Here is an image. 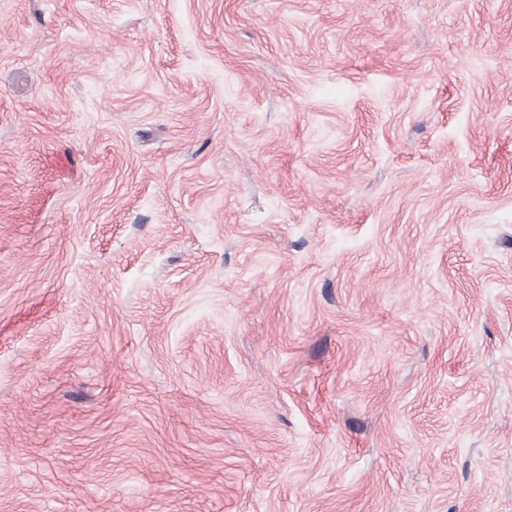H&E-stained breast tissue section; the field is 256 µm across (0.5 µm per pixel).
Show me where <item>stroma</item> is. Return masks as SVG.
<instances>
[{"label": "stroma", "mask_w": 512, "mask_h": 512, "mask_svg": "<svg viewBox=\"0 0 512 512\" xmlns=\"http://www.w3.org/2000/svg\"><path fill=\"white\" fill-rule=\"evenodd\" d=\"M0 512H512V0H0Z\"/></svg>", "instance_id": "obj_1"}]
</instances>
